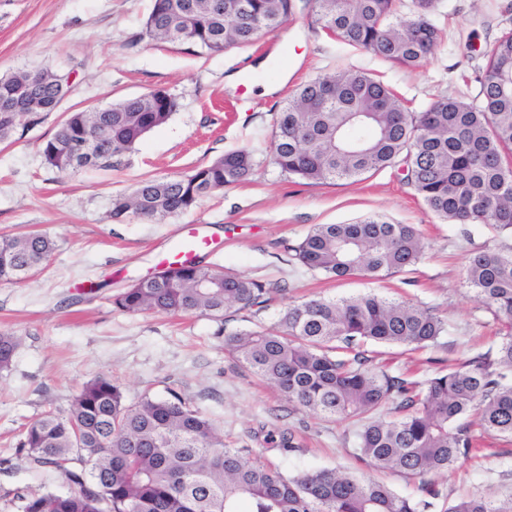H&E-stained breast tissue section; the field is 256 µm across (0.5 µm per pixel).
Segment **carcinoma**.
I'll return each instance as SVG.
<instances>
[{"label": "carcinoma", "mask_w": 512, "mask_h": 512, "mask_svg": "<svg viewBox=\"0 0 512 512\" xmlns=\"http://www.w3.org/2000/svg\"><path fill=\"white\" fill-rule=\"evenodd\" d=\"M441 0H315L322 29L350 46L407 67L425 62L442 37ZM294 0H153L145 33L208 52L244 46L277 31ZM32 77L29 69L0 77V102ZM46 100L68 89V77L37 73ZM479 98H446L407 112L393 90L367 73L339 69L300 85L274 114L270 156L281 172L313 184L391 168L425 206L452 224H487L512 237V35L495 41L477 77ZM177 101L162 91L125 98L95 114H66L42 145L60 172L112 166L165 124ZM98 130L94 160L75 165L74 140ZM256 166L248 147L229 151L171 179H145L113 203L115 218L162 220L197 207L225 186L248 179ZM55 249L46 234L0 237V281L17 282ZM292 259L329 277L386 276L415 265L424 243L410 224L368 218L315 224ZM466 285L501 322L496 349L424 379L372 364L366 342L413 349L436 347L447 323L432 308L373 293L312 298L288 306L275 329L257 326L217 334L237 362L249 366L295 406L354 426L356 457L372 470L420 479L418 494L401 495L365 474L317 469L286 476L230 447L215 424L180 396L126 401L101 376L83 383L64 415L31 423L19 443L29 469L53 468L74 489L21 498L20 512H512L505 497L448 501L435 476L478 448L480 434L512 438V243L493 244L466 261ZM270 285L241 274L190 263L162 279H142L113 298L127 313L203 314L224 320L231 309L262 306ZM19 339L0 333V372L12 365ZM264 441L296 452L290 429Z\"/></svg>", "instance_id": "obj_1"}]
</instances>
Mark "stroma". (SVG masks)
<instances>
[{"label":"stroma","mask_w":512,"mask_h":512,"mask_svg":"<svg viewBox=\"0 0 512 512\" xmlns=\"http://www.w3.org/2000/svg\"><path fill=\"white\" fill-rule=\"evenodd\" d=\"M499 0H442L443 41L417 68L396 65L323 31L314 0H295L278 31L253 45L201 54L143 37L153 0H0V75L27 67L69 74L71 92L38 124L20 121L0 142V235L44 233L56 242L47 262L16 283L0 282V332L18 336L10 370L0 372V512L21 496L69 492L58 473L28 470L16 449L43 413L65 412L80 388L99 376L120 384L128 402L178 393L223 431L233 447L295 475L310 468L359 473L350 423L288 411L278 391L224 349L226 333L276 327L288 304L314 296L376 293L431 307L448 324L439 346L418 351L369 345L375 363L394 372L416 364L428 375L498 341L500 325L464 285L465 258L497 242L483 224H449L430 212L395 172L309 184L290 177L269 153L272 117L296 87L316 75L354 68L390 86L408 111L442 97L477 94L474 68L512 18ZM165 90L179 103L162 126L109 169L60 172L41 145L63 113L103 107ZM249 146L257 166L245 182L225 186L195 209L161 221L112 218V203L144 178L190 175L225 152ZM372 216L413 225L425 252L414 267L372 278H329L291 259L287 248L316 224ZM208 236L202 265L281 285L263 307L206 315L129 314L114 295L150 276L189 234ZM292 427L299 449L267 447L262 432ZM485 456L438 477L449 499L497 497L512 490V439L490 438Z\"/></svg>","instance_id":"stroma-1"}]
</instances>
